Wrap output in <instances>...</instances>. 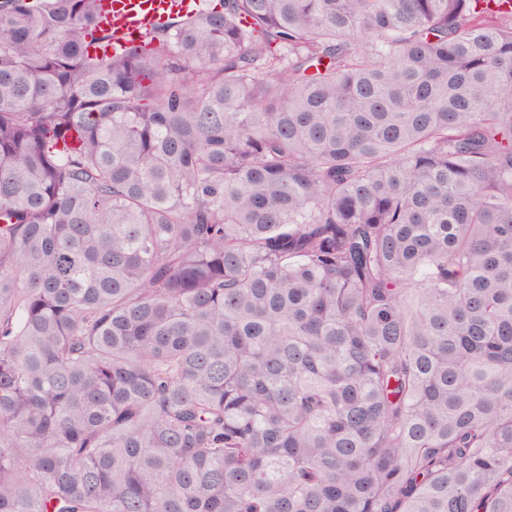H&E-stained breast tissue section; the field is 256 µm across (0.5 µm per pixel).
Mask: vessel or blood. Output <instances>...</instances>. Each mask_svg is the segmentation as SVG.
Returning <instances> with one entry per match:
<instances>
[{
  "label": "vessel or blood",
  "mask_w": 512,
  "mask_h": 512,
  "mask_svg": "<svg viewBox=\"0 0 512 512\" xmlns=\"http://www.w3.org/2000/svg\"><path fill=\"white\" fill-rule=\"evenodd\" d=\"M194 10L192 0H103L100 23L111 29L113 50L141 39L156 22Z\"/></svg>",
  "instance_id": "b4317fda"
}]
</instances>
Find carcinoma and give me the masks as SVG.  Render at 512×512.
<instances>
[{"instance_id": "obj_1", "label": "carcinoma", "mask_w": 512, "mask_h": 512, "mask_svg": "<svg viewBox=\"0 0 512 512\" xmlns=\"http://www.w3.org/2000/svg\"><path fill=\"white\" fill-rule=\"evenodd\" d=\"M218 2L0 0V512H512V0ZM191 0H103L100 24L112 29V52L120 51L131 41H138L153 24L176 14L195 12Z\"/></svg>"}]
</instances>
